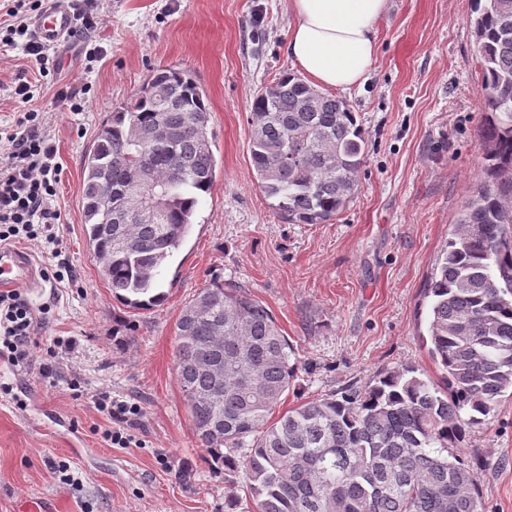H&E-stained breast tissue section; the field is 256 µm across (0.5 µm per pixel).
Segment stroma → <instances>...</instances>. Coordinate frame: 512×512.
<instances>
[{
  "instance_id": "stroma-1",
  "label": "stroma",
  "mask_w": 512,
  "mask_h": 512,
  "mask_svg": "<svg viewBox=\"0 0 512 512\" xmlns=\"http://www.w3.org/2000/svg\"><path fill=\"white\" fill-rule=\"evenodd\" d=\"M103 19L68 67L40 76L22 49L0 55V126L30 82L31 109L57 149L61 256L73 283L21 289L42 319L36 360H0V512H241L246 478L220 472L193 433L174 366L176 319L210 281L245 286L274 315L303 365L282 408L368 386L405 366L440 372L421 338L424 288L481 166V64L471 0H389L367 81L343 93L366 141L346 210L325 224H286L251 166L254 94L297 73L284 0H101ZM190 71L206 95L216 178L191 230L160 270L165 301L115 300L83 232L82 168L98 131L132 104L156 68ZM67 85L87 105L56 97ZM53 348L57 374L39 360ZM137 404L140 447L104 438L99 393ZM480 455L486 512H512V396L466 439ZM67 462L74 483L56 462Z\"/></svg>"
}]
</instances>
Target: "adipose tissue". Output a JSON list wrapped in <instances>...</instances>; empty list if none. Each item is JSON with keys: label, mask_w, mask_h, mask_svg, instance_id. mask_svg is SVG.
I'll return each mask as SVG.
<instances>
[{"label": "adipose tissue", "mask_w": 512, "mask_h": 512, "mask_svg": "<svg viewBox=\"0 0 512 512\" xmlns=\"http://www.w3.org/2000/svg\"><path fill=\"white\" fill-rule=\"evenodd\" d=\"M288 54L316 87L349 91L375 62L376 27L388 0H284Z\"/></svg>", "instance_id": "obj_1"}]
</instances>
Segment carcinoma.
Returning a JSON list of instances; mask_svg holds the SVG:
<instances>
[{
	"label": "carcinoma",
	"instance_id": "obj_1",
	"mask_svg": "<svg viewBox=\"0 0 512 512\" xmlns=\"http://www.w3.org/2000/svg\"><path fill=\"white\" fill-rule=\"evenodd\" d=\"M472 2L482 165L425 288V343L440 380L403 367L274 420L301 366L261 301L218 280L176 320L175 369L194 433L216 469L244 472V512H486L481 459L458 450L512 396V0ZM158 123L164 142L141 170L148 189L165 192L162 219L112 223L103 173L115 205L138 162L132 126ZM213 146L201 88L166 67L99 132L83 165L84 233L118 301L147 309L164 299L159 269L210 193ZM250 153L259 188L290 224L341 214L366 157L349 105L288 72L254 97Z\"/></svg>",
	"mask_w": 512,
	"mask_h": 512
}]
</instances>
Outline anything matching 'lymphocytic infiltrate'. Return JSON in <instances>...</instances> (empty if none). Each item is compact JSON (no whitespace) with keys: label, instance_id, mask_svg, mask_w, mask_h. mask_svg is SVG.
<instances>
[{"label":"lymphocytic infiltrate","instance_id":"1","mask_svg":"<svg viewBox=\"0 0 512 512\" xmlns=\"http://www.w3.org/2000/svg\"><path fill=\"white\" fill-rule=\"evenodd\" d=\"M43 0H5L0 6V52L22 49L38 65H46L45 49L34 41L31 13ZM41 113H19L13 124L0 127V243L30 240L50 232L61 218L51 205L61 169L56 148L42 130ZM33 310L9 291L0 294V359L15 367L28 366L37 345ZM98 404L111 422L107 439L122 448L134 437L130 429L139 415L136 405L102 394Z\"/></svg>","mask_w":512,"mask_h":512}]
</instances>
